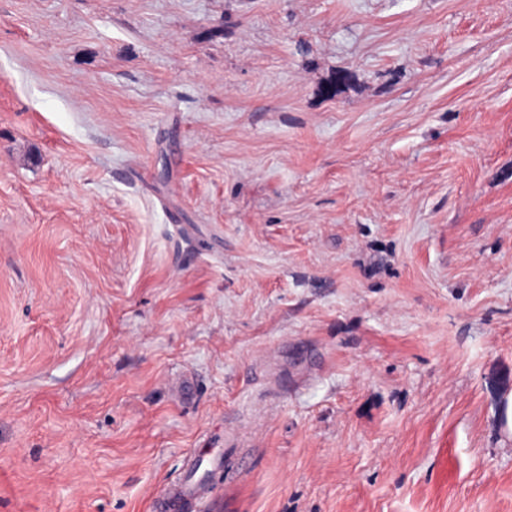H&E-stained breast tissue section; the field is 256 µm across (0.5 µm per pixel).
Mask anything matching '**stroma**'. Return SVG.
Here are the masks:
<instances>
[{"label": "stroma", "mask_w": 512, "mask_h": 512, "mask_svg": "<svg viewBox=\"0 0 512 512\" xmlns=\"http://www.w3.org/2000/svg\"><path fill=\"white\" fill-rule=\"evenodd\" d=\"M194 451L203 512H512V0H0V512Z\"/></svg>", "instance_id": "1"}]
</instances>
